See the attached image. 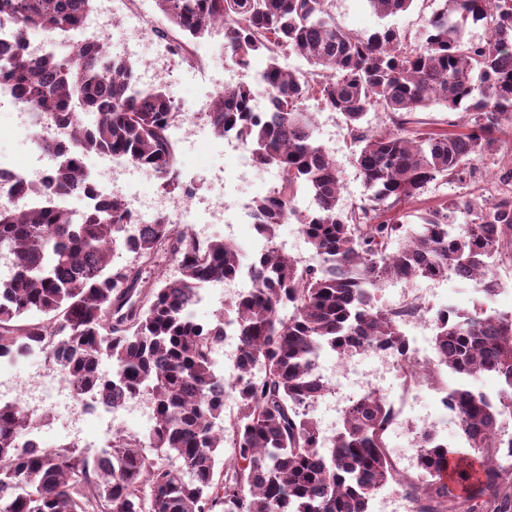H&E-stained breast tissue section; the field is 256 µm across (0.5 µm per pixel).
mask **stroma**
<instances>
[{
    "instance_id": "stroma-1",
    "label": "stroma",
    "mask_w": 512,
    "mask_h": 512,
    "mask_svg": "<svg viewBox=\"0 0 512 512\" xmlns=\"http://www.w3.org/2000/svg\"><path fill=\"white\" fill-rule=\"evenodd\" d=\"M437 0H414L406 11L385 19L379 18L367 0H332L331 14L343 29L364 34L383 26H393L402 30L409 37H417L427 27L432 13L437 9ZM196 50L208 64V70L195 75L183 73L178 59L169 62L170 74L163 84L173 97H191L213 90L219 80H231L237 83L256 85L257 76L263 69V62H256L246 71L239 70L230 55L225 54L222 41L206 36L198 39ZM306 111L312 112L315 119L314 135L336 159L341 173V198L351 205L364 197L363 178L354 164L355 145L348 135L345 122L340 114L326 107L321 101L310 98L304 103ZM13 122L11 107L0 108V153L12 158L18 169H26L32 153L37 148L36 137L30 131H11ZM221 137L215 134L189 140L178 145L179 173L182 181L194 183L198 198L210 200L214 197L213 182L219 173H233L238 161L237 152L221 149ZM501 155L485 158L479 164V174L474 183L461 185L437 179L425 189L420 200L410 205V214L405 222L416 226L419 216L425 209L436 206L442 201L455 197L490 196L495 190V182L501 168ZM269 189L262 175H253L242 184L239 190H232L224 198L228 209L229 223L215 224L209 227L212 237L226 238L234 241L246 255L257 254L262 246L253 225L236 223L240 204H254L264 198ZM495 277L498 294L492 301H485L477 283L466 284L450 280L440 284H429L428 280L419 278L413 285L417 288H431L436 305H452L461 310L472 311L481 305L504 316L512 315V268L497 266ZM52 432L43 437V447H54L73 440L99 449L104 442L103 431L106 426L125 431L129 434L146 435L147 426L140 423L134 415L117 412L107 414L106 418L88 417L82 425L81 434H73L69 428L67 413L63 408H53Z\"/></svg>"
}]
</instances>
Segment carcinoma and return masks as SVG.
I'll return each mask as SVG.
<instances>
[{"label":"carcinoma","instance_id":"obj_1","mask_svg":"<svg viewBox=\"0 0 512 512\" xmlns=\"http://www.w3.org/2000/svg\"><path fill=\"white\" fill-rule=\"evenodd\" d=\"M93 0H0L17 38L67 37ZM169 25L159 35L176 52L224 25V50L250 68L266 56L259 88L226 86L207 105L219 136L235 135L259 165L279 169L273 198L255 202L266 246L246 260L223 238L199 239L159 216L134 226L122 196L91 181L86 158L121 154L154 171L167 192L190 194L179 178L170 124L175 98L139 85L137 68L112 56L105 40L44 58L18 51L0 63V81L20 103L50 114L58 139L41 146L59 164L37 181L16 179L14 195L80 194V218L43 206L0 201V357L34 345L76 386L87 408L101 401H148L154 423L141 438L114 431L89 456L68 442L43 448L22 401L0 402V512H370L389 483L412 497L417 512H512V317L449 307L434 320L433 344L463 383L448 390L463 446L425 436L416 472L394 479L388 451L390 407L377 391L362 395L325 441L307 409L329 392L314 371L323 351L337 356L379 346L403 355L408 307L376 304L384 279L412 282L452 269L462 282L498 291L496 258L512 257V169L490 199L449 200L406 229L401 209L438 177L464 183L476 162L500 150L502 117L512 119V0H441L428 28L411 40L394 27L353 35L336 24L330 0H155ZM414 0H368L381 18ZM488 37L464 39L467 21ZM309 69L284 68L283 53ZM266 110L257 112V95ZM311 95L343 116L357 146L362 203L344 208L341 175L314 137ZM440 105L467 117L466 130H430L413 115ZM389 116L392 130L368 133V112ZM314 208L296 207L299 191ZM296 220L318 258L302 265L276 245V231ZM463 232L456 233L459 220ZM132 255L114 263L117 251ZM165 253L179 275L144 281L140 269ZM249 268L253 285L224 303L214 322L191 306L217 280ZM240 339L230 381L214 370L224 334ZM112 362V374L102 371ZM483 374L500 383L492 397L467 381ZM237 411L224 425V400ZM234 456L217 471L224 441Z\"/></svg>","mask_w":512,"mask_h":512}]
</instances>
